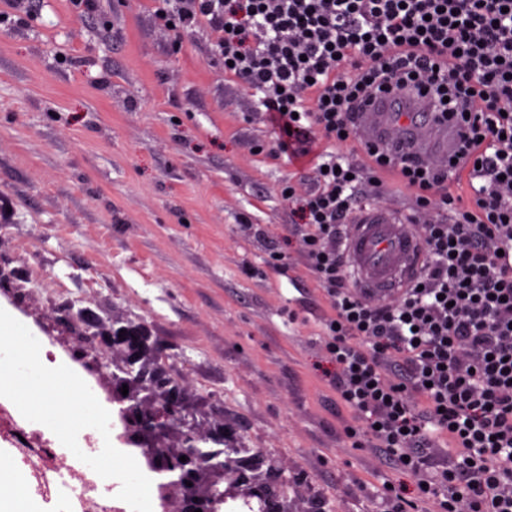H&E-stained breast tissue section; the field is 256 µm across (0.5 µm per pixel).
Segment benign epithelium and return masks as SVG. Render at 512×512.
Here are the masks:
<instances>
[{
    "label": "benign epithelium",
    "mask_w": 512,
    "mask_h": 512,
    "mask_svg": "<svg viewBox=\"0 0 512 512\" xmlns=\"http://www.w3.org/2000/svg\"><path fill=\"white\" fill-rule=\"evenodd\" d=\"M87 342L112 353L108 378L112 402L119 404L124 419L120 439L141 447L153 461L166 512H220L219 504L229 501L243 504L248 512H305L296 501L273 492L279 470H260L241 445L224 446L233 436L230 424L200 430L188 421L182 388L169 377L167 359L144 326L114 317L111 325L101 323L81 337L80 344ZM171 436L177 444L157 443ZM182 456L186 461H180Z\"/></svg>",
    "instance_id": "obj_1"
}]
</instances>
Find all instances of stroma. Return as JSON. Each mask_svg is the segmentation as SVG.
Wrapping results in <instances>:
<instances>
[{
  "instance_id": "35a3bbf8",
  "label": "stroma",
  "mask_w": 512,
  "mask_h": 512,
  "mask_svg": "<svg viewBox=\"0 0 512 512\" xmlns=\"http://www.w3.org/2000/svg\"><path fill=\"white\" fill-rule=\"evenodd\" d=\"M34 6L0 0V308L108 409L106 378L72 351L89 319L143 322L191 420L229 421L259 463L301 476L304 512H390L376 491L401 474L351 447L356 417L316 368L331 308L283 193L312 183L309 159L278 152L208 30L165 27L154 0ZM366 191L418 228L446 217L392 172ZM77 299L88 319L70 317Z\"/></svg>"
}]
</instances>
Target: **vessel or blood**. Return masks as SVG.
I'll return each instance as SVG.
<instances>
[{"label":"vessel or blood","mask_w":512,"mask_h":512,"mask_svg":"<svg viewBox=\"0 0 512 512\" xmlns=\"http://www.w3.org/2000/svg\"><path fill=\"white\" fill-rule=\"evenodd\" d=\"M427 101L412 94L376 99L359 116L365 137L384 141L414 154L427 147L450 154L455 150L457 129L449 122L415 115L430 111ZM343 244L353 269L356 288L369 301L390 299L413 280L421 261L422 241L413 225L373 208L360 214Z\"/></svg>","instance_id":"1"}]
</instances>
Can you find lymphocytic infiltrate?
Wrapping results in <instances>:
<instances>
[{
    "instance_id": "obj_1",
    "label": "lymphocytic infiltrate",
    "mask_w": 512,
    "mask_h": 512,
    "mask_svg": "<svg viewBox=\"0 0 512 512\" xmlns=\"http://www.w3.org/2000/svg\"><path fill=\"white\" fill-rule=\"evenodd\" d=\"M164 22L206 25L225 74L260 91L278 149L356 137L355 116L404 90L454 122V162L365 143L367 163L314 164L289 193L309 269L331 298L323 373L358 417L344 433L409 479L380 485L396 512H512V0H157ZM396 172L448 221L422 229L424 261L391 303L356 292L341 245L371 168ZM467 174L470 201L448 193ZM447 447H440V440Z\"/></svg>"
}]
</instances>
